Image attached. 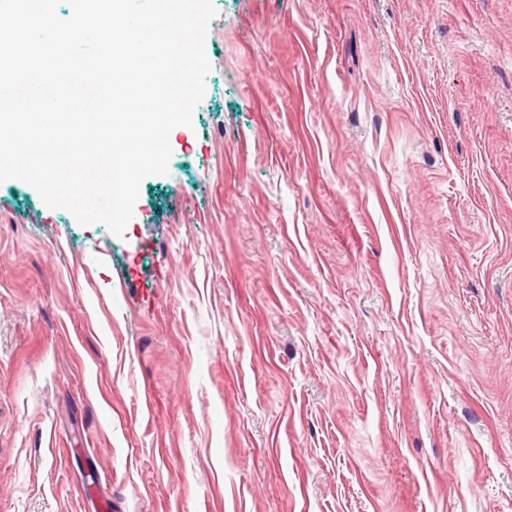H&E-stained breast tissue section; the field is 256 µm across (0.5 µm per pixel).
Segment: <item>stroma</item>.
<instances>
[{"label": "stroma", "mask_w": 512, "mask_h": 512, "mask_svg": "<svg viewBox=\"0 0 512 512\" xmlns=\"http://www.w3.org/2000/svg\"><path fill=\"white\" fill-rule=\"evenodd\" d=\"M122 235L0 182V512H512V0H213Z\"/></svg>", "instance_id": "obj_1"}]
</instances>
